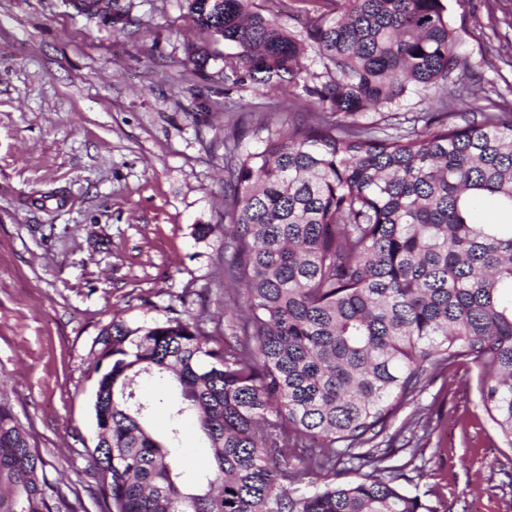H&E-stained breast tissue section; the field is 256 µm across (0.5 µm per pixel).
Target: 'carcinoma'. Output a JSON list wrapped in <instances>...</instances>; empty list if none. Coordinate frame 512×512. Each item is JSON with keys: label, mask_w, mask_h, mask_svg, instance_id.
I'll return each instance as SVG.
<instances>
[{"label": "carcinoma", "mask_w": 512, "mask_h": 512, "mask_svg": "<svg viewBox=\"0 0 512 512\" xmlns=\"http://www.w3.org/2000/svg\"><path fill=\"white\" fill-rule=\"evenodd\" d=\"M341 2L338 16L286 27L255 0H186L209 36L188 45L195 70L301 85L336 121L267 124L260 148L229 154L224 248L246 298L241 335L221 342L171 318L99 334L102 512H438L377 439L455 362L478 369L512 448V223L476 220L488 198L512 214V107L462 124L448 111L468 88L443 0ZM78 9L126 14L120 0ZM311 52L318 71L303 63ZM411 94L440 111H399ZM156 379L174 391L163 441L142 391ZM189 414L212 460L192 489L175 453ZM344 458L368 471L345 478ZM44 468L1 404L0 512H78Z\"/></svg>", "instance_id": "carcinoma-1"}]
</instances>
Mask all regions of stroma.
Listing matches in <instances>:
<instances>
[{
  "mask_svg": "<svg viewBox=\"0 0 512 512\" xmlns=\"http://www.w3.org/2000/svg\"><path fill=\"white\" fill-rule=\"evenodd\" d=\"M113 25L71 0H0V402L45 461L48 482L101 512L94 342L111 322L171 313L238 335L240 286L224 251L225 157L259 147L320 106L302 88H226L194 70L185 0H120ZM468 63L455 111L512 100V0H445ZM201 224L214 226L206 239ZM429 426L410 493L439 512H512V448L485 412L478 372L433 373L397 415ZM185 479L209 467L192 420Z\"/></svg>",
  "mask_w": 512,
  "mask_h": 512,
  "instance_id": "1",
  "label": "stroma"
}]
</instances>
